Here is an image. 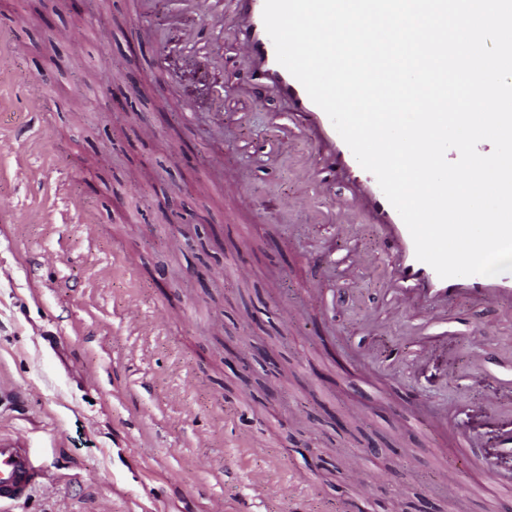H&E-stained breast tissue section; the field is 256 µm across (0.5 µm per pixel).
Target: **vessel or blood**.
<instances>
[{
  "label": "vessel or blood",
  "instance_id": "1",
  "mask_svg": "<svg viewBox=\"0 0 512 512\" xmlns=\"http://www.w3.org/2000/svg\"><path fill=\"white\" fill-rule=\"evenodd\" d=\"M239 18L233 34L242 63L247 91L261 89L288 101L300 117L299 132L311 139L328 167L350 183L354 192L345 202L349 212L369 214L389 240L393 259L389 275L397 288L408 293L412 303L432 307L442 302L471 298L499 310L512 311V274L440 278L434 269L417 260L412 237L401 217L383 194L375 176L363 169L334 128L327 114L309 98L301 83L276 60L274 45L262 18L264 0H230ZM215 109L210 129L212 140L224 138V96L219 86L209 89ZM480 466L494 488L512 491V430L499 439L493 455L480 456ZM43 470L18 437L0 438V503L19 502L48 490Z\"/></svg>",
  "mask_w": 512,
  "mask_h": 512
}]
</instances>
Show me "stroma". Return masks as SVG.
<instances>
[{
  "mask_svg": "<svg viewBox=\"0 0 512 512\" xmlns=\"http://www.w3.org/2000/svg\"><path fill=\"white\" fill-rule=\"evenodd\" d=\"M47 2L0 0V434L23 438L53 486L5 512H292V480L306 512H512L455 445L475 435L491 452L507 425L493 402L512 377V313L449 305L433 317L447 353L418 370L401 337L421 318L390 301L391 248L367 216L356 238L302 210L281 219L298 189L283 155L314 149L272 144L287 107L242 92L231 42L224 109L250 123L215 145L209 72L166 57L173 0L144 16L138 0ZM36 101L47 122L15 138ZM237 172L243 207L221 185ZM313 250L330 268L322 307L304 289ZM359 253L371 263L353 267ZM259 347L294 376L269 374ZM486 348L494 360L471 370ZM364 350L397 357L395 373L351 364ZM418 397L447 404V429L408 414ZM348 456L364 485L333 481Z\"/></svg>",
  "mask_w": 512,
  "mask_h": 512,
  "instance_id": "obj_1",
  "label": "stroma"
}]
</instances>
